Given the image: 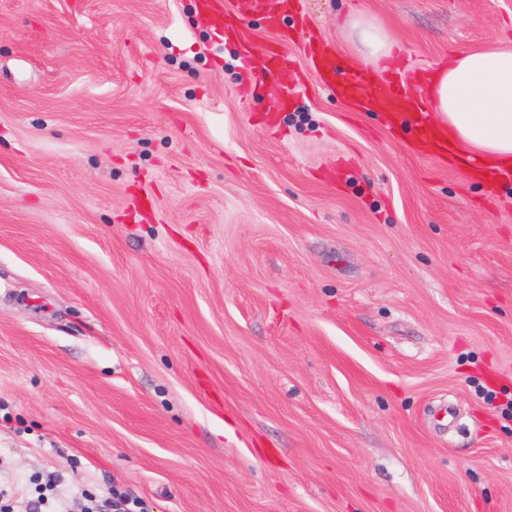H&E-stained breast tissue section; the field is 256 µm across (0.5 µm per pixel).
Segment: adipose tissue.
Masks as SVG:
<instances>
[{"instance_id":"adipose-tissue-1","label":"adipose tissue","mask_w":512,"mask_h":512,"mask_svg":"<svg viewBox=\"0 0 512 512\" xmlns=\"http://www.w3.org/2000/svg\"><path fill=\"white\" fill-rule=\"evenodd\" d=\"M348 36L362 60L386 64L396 44L387 26L372 15L348 23ZM437 124L476 159L512 164V46L459 51L439 66L429 85Z\"/></svg>"}]
</instances>
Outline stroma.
Wrapping results in <instances>:
<instances>
[{"mask_svg": "<svg viewBox=\"0 0 512 512\" xmlns=\"http://www.w3.org/2000/svg\"><path fill=\"white\" fill-rule=\"evenodd\" d=\"M300 2L340 82L380 18L412 98L512 45V0ZM239 25L0 0V505L512 512V185Z\"/></svg>", "mask_w": 512, "mask_h": 512, "instance_id": "stroma-1", "label": "stroma"}]
</instances>
